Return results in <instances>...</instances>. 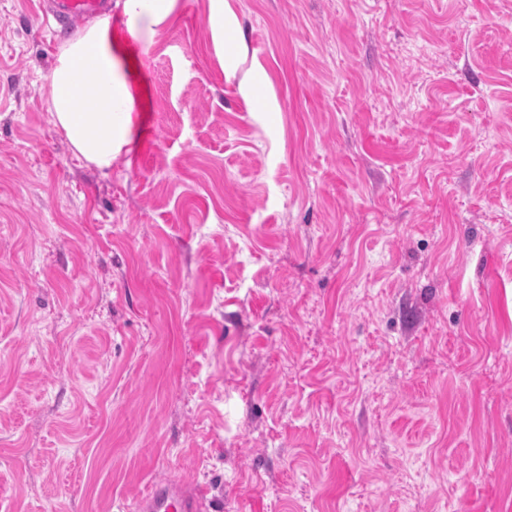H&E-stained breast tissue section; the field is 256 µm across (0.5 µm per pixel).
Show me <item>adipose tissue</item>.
Masks as SVG:
<instances>
[{"instance_id":"obj_1","label":"adipose tissue","mask_w":512,"mask_h":512,"mask_svg":"<svg viewBox=\"0 0 512 512\" xmlns=\"http://www.w3.org/2000/svg\"><path fill=\"white\" fill-rule=\"evenodd\" d=\"M124 37L112 31V18L96 19L66 40L48 79L53 123L88 163L102 170L133 141L137 89L124 38L151 39L167 23L177 0H117Z\"/></svg>"}]
</instances>
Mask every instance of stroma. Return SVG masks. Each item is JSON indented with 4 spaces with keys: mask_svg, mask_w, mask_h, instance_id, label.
Instances as JSON below:
<instances>
[{
    "mask_svg": "<svg viewBox=\"0 0 512 512\" xmlns=\"http://www.w3.org/2000/svg\"><path fill=\"white\" fill-rule=\"evenodd\" d=\"M228 2L104 172L0 0V512H512V0ZM209 5L208 24L218 34L224 49V17L230 20V5L227 0H209ZM133 512H206L203 489L176 480H156L130 508Z\"/></svg>",
    "mask_w": 512,
    "mask_h": 512,
    "instance_id": "35a3bbf8",
    "label": "stroma"
}]
</instances>
